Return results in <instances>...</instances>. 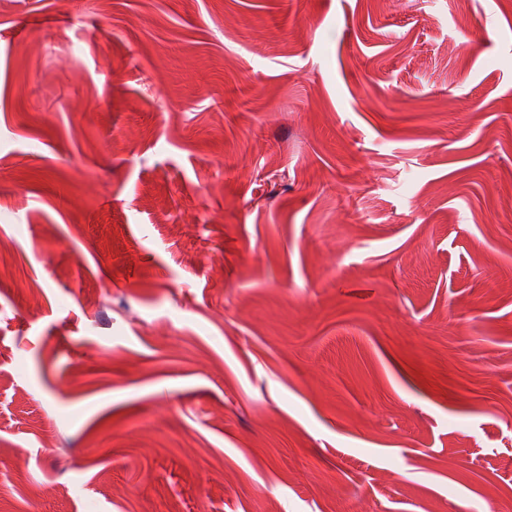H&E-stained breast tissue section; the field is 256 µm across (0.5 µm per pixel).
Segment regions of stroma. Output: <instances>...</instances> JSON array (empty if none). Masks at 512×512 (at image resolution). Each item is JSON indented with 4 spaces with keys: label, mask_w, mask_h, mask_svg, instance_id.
I'll return each instance as SVG.
<instances>
[{
    "label": "stroma",
    "mask_w": 512,
    "mask_h": 512,
    "mask_svg": "<svg viewBox=\"0 0 512 512\" xmlns=\"http://www.w3.org/2000/svg\"><path fill=\"white\" fill-rule=\"evenodd\" d=\"M511 185L512 0H0V512L512 506Z\"/></svg>",
    "instance_id": "obj_1"
}]
</instances>
